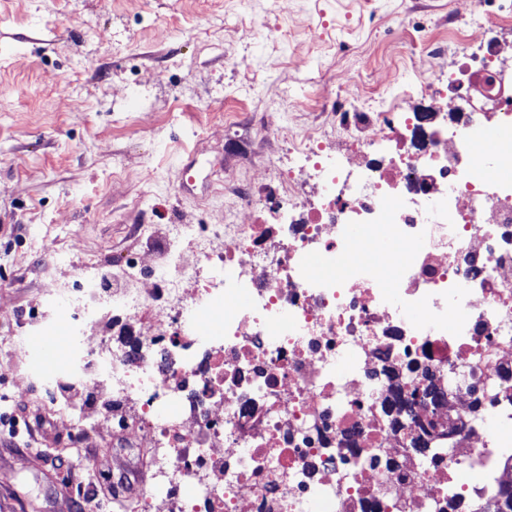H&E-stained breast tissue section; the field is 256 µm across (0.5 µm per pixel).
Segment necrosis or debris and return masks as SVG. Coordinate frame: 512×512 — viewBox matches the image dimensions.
<instances>
[{
  "label": "necrosis or debris",
  "mask_w": 512,
  "mask_h": 512,
  "mask_svg": "<svg viewBox=\"0 0 512 512\" xmlns=\"http://www.w3.org/2000/svg\"><path fill=\"white\" fill-rule=\"evenodd\" d=\"M502 49L446 83L393 75L405 96L475 97L452 125L385 104L336 123L351 160L307 134L317 192L292 171L237 197L281 224L173 225L149 273L65 289L80 380L152 451L154 490L135 512H485L512 487V81ZM499 115L490 157L476 144ZM401 251L379 262L380 242ZM208 273L185 287L184 252ZM327 266L314 271L313 256ZM149 287H139L142 278ZM111 311L125 326L112 344ZM218 317L202 330L199 319ZM435 400L419 397L426 382ZM477 469L483 483H459Z\"/></svg>",
  "instance_id": "4bbe7bcc"
}]
</instances>
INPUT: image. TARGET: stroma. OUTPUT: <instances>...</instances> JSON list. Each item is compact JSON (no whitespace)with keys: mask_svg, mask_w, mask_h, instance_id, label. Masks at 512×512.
<instances>
[{"mask_svg":"<svg viewBox=\"0 0 512 512\" xmlns=\"http://www.w3.org/2000/svg\"><path fill=\"white\" fill-rule=\"evenodd\" d=\"M497 0L467 48L454 43L469 0H0V399L29 389L48 411L37 318L55 311L54 369L70 376L68 306L58 285L121 259L151 264L171 224H220L229 194L271 164L311 180L282 136L320 129L343 147L326 104L355 77L371 104L387 75L447 76L483 45L512 46ZM265 26L276 40L257 32ZM435 47L410 55V45ZM191 178L179 183L176 167ZM144 225L142 234L130 227ZM99 416L84 440L92 477L137 468L138 448L112 444ZM55 419L26 453L0 448V512H67L85 488H63L76 466Z\"/></svg>","mask_w":512,"mask_h":512,"instance_id":"1","label":"stroma"}]
</instances>
